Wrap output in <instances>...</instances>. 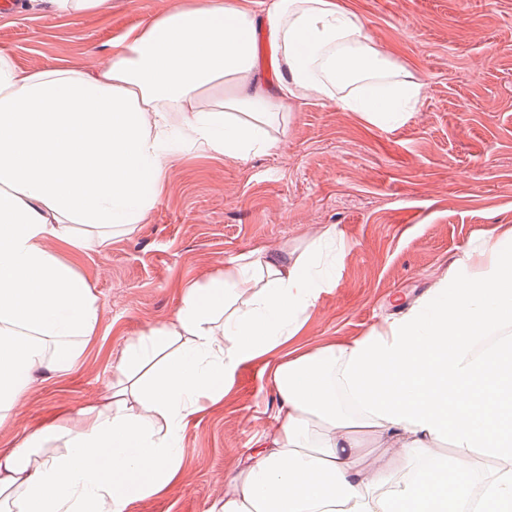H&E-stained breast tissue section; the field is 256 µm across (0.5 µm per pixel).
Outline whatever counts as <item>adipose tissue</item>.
Wrapping results in <instances>:
<instances>
[{"label": "adipose tissue", "instance_id": "ef3b65f1", "mask_svg": "<svg viewBox=\"0 0 512 512\" xmlns=\"http://www.w3.org/2000/svg\"><path fill=\"white\" fill-rule=\"evenodd\" d=\"M265 36L281 71L272 91L237 4L193 0L126 29L93 75L25 69L0 50V420L33 371L63 378L78 364L99 303L76 259L140 223L177 149L244 161L277 148L264 126L292 101H332L386 128L423 95L335 0H273ZM331 281L314 255L282 250L188 284L173 321L126 343L116 383L78 424L61 416L0 449V512H130L166 493L201 399L222 400L231 371L261 358L275 424L210 512H512V228L364 336L294 346ZM444 440L453 456L438 452ZM475 448L495 463L482 492L469 476L436 493Z\"/></svg>", "mask_w": 512, "mask_h": 512}]
</instances>
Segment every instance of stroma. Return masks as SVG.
<instances>
[{
	"instance_id": "obj_1",
	"label": "stroma",
	"mask_w": 512,
	"mask_h": 512,
	"mask_svg": "<svg viewBox=\"0 0 512 512\" xmlns=\"http://www.w3.org/2000/svg\"><path fill=\"white\" fill-rule=\"evenodd\" d=\"M183 0H111L58 14L48 0L0 13V49L23 68L93 73L122 30ZM372 44L424 86L415 112L380 128L329 101L291 103L268 127L277 149L244 161L176 154L165 191L132 232L78 261L99 325L69 376L37 374L0 448L65 410L77 415L115 381L126 342L173 320L185 286L255 251L309 250L335 226L334 280L300 336L316 347L362 335L434 287L469 243L512 226V0H337ZM279 402L264 361L241 364L223 402L184 431L178 483L132 512H209L225 474L262 439Z\"/></svg>"
}]
</instances>
